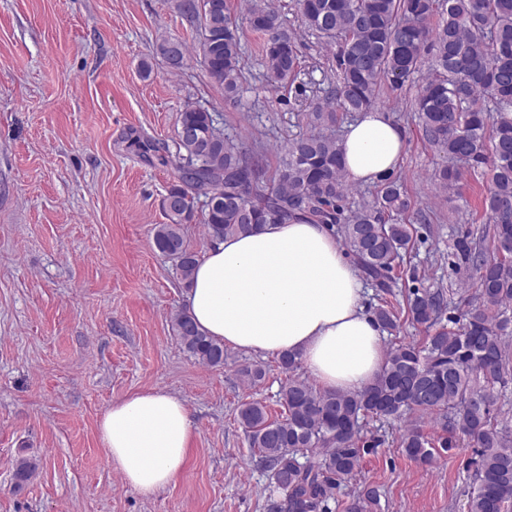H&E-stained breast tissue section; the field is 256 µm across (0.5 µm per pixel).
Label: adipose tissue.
<instances>
[{
	"label": "adipose tissue",
	"mask_w": 512,
	"mask_h": 512,
	"mask_svg": "<svg viewBox=\"0 0 512 512\" xmlns=\"http://www.w3.org/2000/svg\"><path fill=\"white\" fill-rule=\"evenodd\" d=\"M405 144L403 128L384 113H363L341 142L348 176L380 181ZM186 310L200 330L236 349L298 355L326 391L357 392L383 363L384 332L364 305L363 282L322 224H269L212 242ZM98 433L112 467L148 498L184 468L193 424L180 399L148 390L112 404Z\"/></svg>",
	"instance_id": "obj_1"
}]
</instances>
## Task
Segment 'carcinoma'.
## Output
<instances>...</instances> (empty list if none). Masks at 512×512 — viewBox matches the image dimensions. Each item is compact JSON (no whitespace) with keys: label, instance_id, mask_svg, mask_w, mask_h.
<instances>
[{"label":"carcinoma","instance_id":"carcinoma-1","mask_svg":"<svg viewBox=\"0 0 512 512\" xmlns=\"http://www.w3.org/2000/svg\"><path fill=\"white\" fill-rule=\"evenodd\" d=\"M296 6L301 24L332 51L324 100L314 108L319 126L335 125L340 112L370 110L383 86L398 90L427 69L414 108L424 139L447 159L431 180L446 191L465 170L489 169L485 204L492 251L482 237L454 240V255L474 271L479 305L466 312L462 326L447 327L441 324L446 292L410 289L411 322L441 328L422 345L404 338L392 342L380 372L356 393L320 390L293 376L297 355H279L288 374L279 392L284 416L270 419L259 401L243 404L238 413L249 448L276 493L268 512H332L336 489L360 467L364 422L407 413L440 414L444 431L433 442L418 422H407L399 447L410 459L431 463L435 448L457 447L461 433L479 448L469 512H512V438L498 430L494 416L498 387L512 375L506 344L512 335V0H296ZM177 10L195 27L196 42L190 49L180 39L163 37L159 54L174 71L195 54L224 90V101L238 102L246 78L241 36L227 0H178ZM246 14L250 29L262 37L268 85L287 88L302 68L296 34L272 0H246ZM178 125L175 184L165 195L171 204H162L166 222L156 226L154 244L177 262L185 284L198 260L184 236L187 224L202 223L211 241L290 220L326 224L376 289L380 304L374 316L382 329L399 331L386 296L393 294V272L413 249L416 233L403 221L410 203L399 177L387 175L372 200L353 206L339 143L321 131L281 146L269 179L263 162L247 158L225 137L208 109L187 105ZM172 330L198 362L224 366V344L201 332L186 311L174 315ZM240 376L255 386L265 370L245 366ZM37 469L33 459H16L15 487L27 485ZM379 503L378 490L368 487L345 503L344 512H378Z\"/></svg>","mask_w":512,"mask_h":512}]
</instances>
